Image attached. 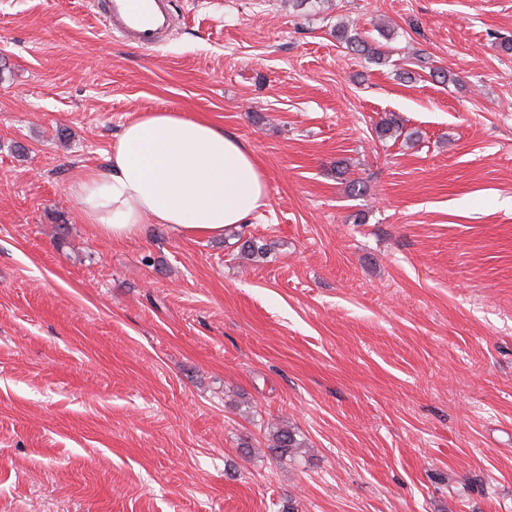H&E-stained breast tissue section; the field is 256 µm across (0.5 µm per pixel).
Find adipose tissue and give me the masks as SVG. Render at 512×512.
Listing matches in <instances>:
<instances>
[{"mask_svg": "<svg viewBox=\"0 0 512 512\" xmlns=\"http://www.w3.org/2000/svg\"><path fill=\"white\" fill-rule=\"evenodd\" d=\"M71 192L101 237L127 240L146 221L184 236H223L264 218L268 178L235 133L199 116L147 112L124 125L105 169Z\"/></svg>", "mask_w": 512, "mask_h": 512, "instance_id": "adipose-tissue-1", "label": "adipose tissue"}]
</instances>
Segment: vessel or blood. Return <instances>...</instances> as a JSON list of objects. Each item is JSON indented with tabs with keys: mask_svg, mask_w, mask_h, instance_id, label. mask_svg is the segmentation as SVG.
<instances>
[{
	"mask_svg": "<svg viewBox=\"0 0 512 512\" xmlns=\"http://www.w3.org/2000/svg\"><path fill=\"white\" fill-rule=\"evenodd\" d=\"M108 28L143 49L156 47L175 25L172 0H97Z\"/></svg>",
	"mask_w": 512,
	"mask_h": 512,
	"instance_id": "1",
	"label": "vessel or blood"
}]
</instances>
